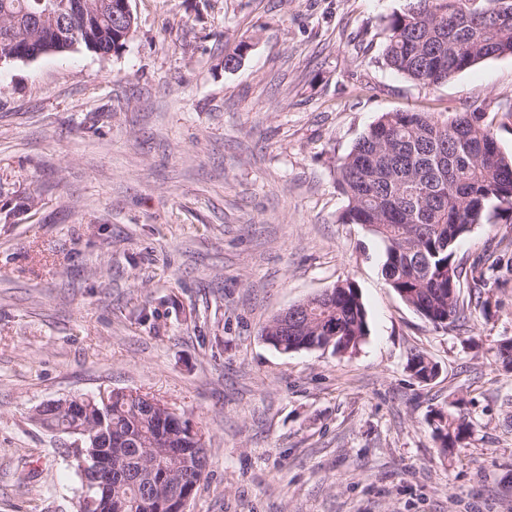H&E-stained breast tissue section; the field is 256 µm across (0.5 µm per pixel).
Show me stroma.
Wrapping results in <instances>:
<instances>
[{
  "instance_id": "stroma-1",
  "label": "stroma",
  "mask_w": 512,
  "mask_h": 512,
  "mask_svg": "<svg viewBox=\"0 0 512 512\" xmlns=\"http://www.w3.org/2000/svg\"><path fill=\"white\" fill-rule=\"evenodd\" d=\"M130 4L118 53L0 59V512H74L69 439L35 410L104 390L201 434L186 512H512V371L494 357L512 280L433 328L386 285L380 241L340 223L333 176L395 110L481 109L512 153V56L425 86L382 63L405 0ZM347 278L369 326L355 353L262 340ZM452 402L473 429L443 457L425 418ZM407 368L413 377L425 384L433 381L438 375L437 363L432 362V360L422 352L411 354Z\"/></svg>"
}]
</instances>
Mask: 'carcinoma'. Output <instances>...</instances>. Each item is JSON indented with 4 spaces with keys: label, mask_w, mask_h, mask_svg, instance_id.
Masks as SVG:
<instances>
[{
    "label": "carcinoma",
    "mask_w": 512,
    "mask_h": 512,
    "mask_svg": "<svg viewBox=\"0 0 512 512\" xmlns=\"http://www.w3.org/2000/svg\"><path fill=\"white\" fill-rule=\"evenodd\" d=\"M119 0H0V51L21 53L39 44L48 53L83 46L101 55L118 50L112 37V3ZM383 60L408 79L439 85L491 58L512 55V0H407L383 29ZM347 199L343 224H362L384 245L381 274L389 288L436 329L472 315L489 277L482 265L458 257L457 243L480 224L512 223V155L505 154L483 112H385L361 134L333 169ZM497 273L512 272V238L497 241ZM468 293H463V290ZM312 318L283 333L276 318L262 330L273 348L332 349L353 353L368 335L367 312L355 281L330 289V298L306 300ZM407 368L421 383L437 364L416 352ZM175 420L149 414L144 395L112 391L81 416L55 414L47 429L72 440L69 465L78 476L76 512H173L167 489L178 477L204 480L206 449L170 434ZM443 456L470 437L472 423L443 408L429 420ZM98 426L126 436L125 475L94 470L99 452L90 431Z\"/></svg>",
    "instance_id": "carcinoma-1"
}]
</instances>
